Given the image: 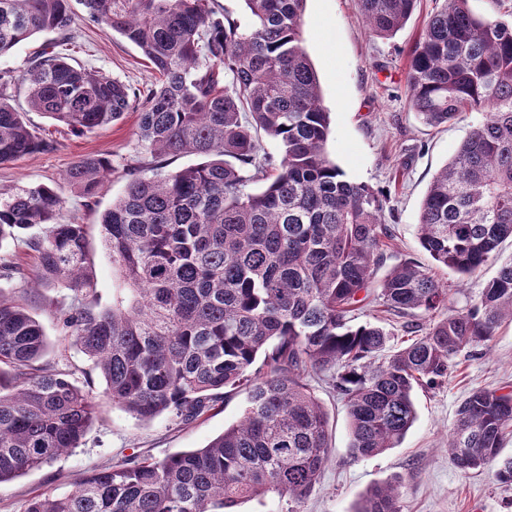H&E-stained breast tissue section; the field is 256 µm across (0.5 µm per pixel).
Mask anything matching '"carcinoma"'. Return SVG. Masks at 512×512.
Returning a JSON list of instances; mask_svg holds the SVG:
<instances>
[{"mask_svg":"<svg viewBox=\"0 0 512 512\" xmlns=\"http://www.w3.org/2000/svg\"><path fill=\"white\" fill-rule=\"evenodd\" d=\"M90 21L134 43L158 74L141 94L70 62V0H0V56L42 32L57 34L18 74L0 71V164L52 149L11 104L85 134L140 109V138L154 157L205 161L137 174L101 216L105 248L129 295L99 307L86 227L60 223L64 200L48 186L0 196V247L22 242L36 259L30 288L71 291L56 303L65 337L99 370L104 397L140 420L193 421L245 387L241 421L206 446L162 459L129 458L91 471L65 495L40 493L24 512H235L274 492L299 505L330 454L327 417L309 379L331 372L345 402L357 458L396 447L414 425L417 386L448 379L467 347L512 324V264L464 310L411 261L375 280L392 234L374 188L345 178L325 155L329 113L304 48L305 0H244L240 24L209 0H79ZM369 30L390 38L417 0H359ZM230 75L224 83V75ZM411 105L440 126L481 112L430 184L419 243L435 262L472 276L512 238V22L478 17L469 0H442L406 64ZM278 144L269 153L258 132ZM112 172L89 155L66 181L93 199ZM263 187L254 192L252 183ZM25 280L0 257V282ZM0 287V483L79 447L101 412L93 381L43 363L49 342L22 299ZM429 328L384 355L389 333L354 326L366 301ZM512 392L473 388L457 410L448 458L460 470L498 463L512 485ZM354 512H402L399 485L377 486Z\"/></svg>","mask_w":512,"mask_h":512,"instance_id":"obj_1","label":"carcinoma"}]
</instances>
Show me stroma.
<instances>
[{"instance_id":"obj_1","label":"stroma","mask_w":512,"mask_h":512,"mask_svg":"<svg viewBox=\"0 0 512 512\" xmlns=\"http://www.w3.org/2000/svg\"><path fill=\"white\" fill-rule=\"evenodd\" d=\"M440 6V0H418L405 27L393 37L381 38L366 27L358 0H306L303 48L317 72L322 105L330 114L327 156L347 179L382 190L387 197L384 220L393 231L388 264L406 259L429 269L448 285L450 306L460 310L478 297L499 263L512 261V241L501 244L498 263L487 264L470 278L437 266L419 244L420 207L433 176L482 119L481 113L473 112L431 128L409 102L407 56ZM75 30L77 37L69 49L75 63L140 90L154 83L155 74L140 49L111 28L79 17ZM27 118L54 141L55 148L0 164V193L45 185L64 198L61 220L86 225L98 303L111 306L119 280L112 256L102 244L100 217L123 194L128 168L155 164L139 137V115L128 112L112 125L85 135L37 112ZM90 154L107 155L112 175L87 203L64 175ZM310 384L328 418L330 460L301 504V512H354L367 490L396 480L401 483L403 512H512V486L501 485L493 469L466 474L448 459V436L470 389L512 390V326L500 329L488 344L462 352L446 383L416 388L414 426L398 447L375 457L351 455L343 401L326 381L315 377ZM246 406L245 391L235 390L214 410L185 424L168 414L141 421L104 403L79 448L0 483V512H23L27 499L39 493H68L84 474L128 455L161 459L204 447L235 424Z\"/></svg>"}]
</instances>
